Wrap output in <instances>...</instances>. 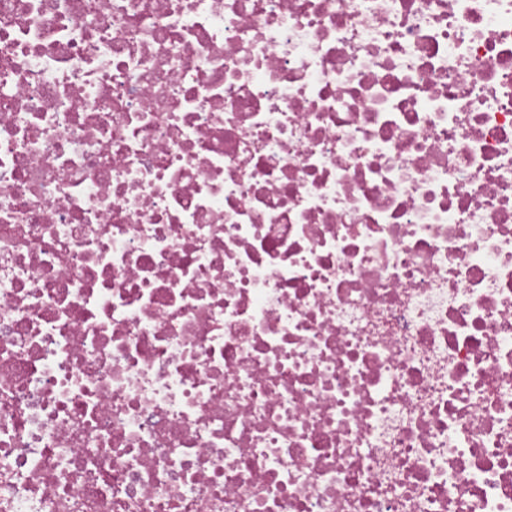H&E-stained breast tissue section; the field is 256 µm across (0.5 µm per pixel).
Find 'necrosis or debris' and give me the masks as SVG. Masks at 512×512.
Returning <instances> with one entry per match:
<instances>
[{"instance_id": "4bbe7bcc", "label": "necrosis or debris", "mask_w": 512, "mask_h": 512, "mask_svg": "<svg viewBox=\"0 0 512 512\" xmlns=\"http://www.w3.org/2000/svg\"><path fill=\"white\" fill-rule=\"evenodd\" d=\"M0 512H512V0H0Z\"/></svg>"}]
</instances>
